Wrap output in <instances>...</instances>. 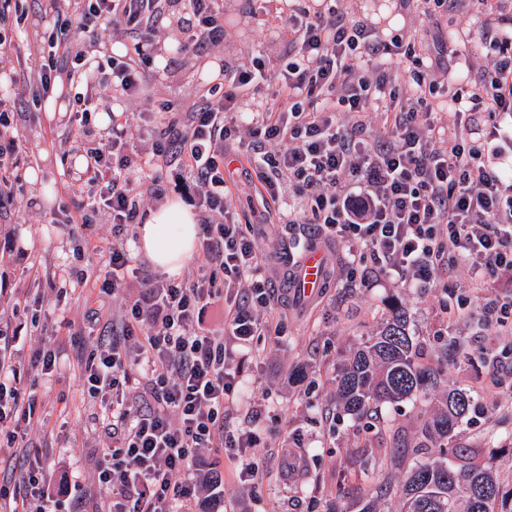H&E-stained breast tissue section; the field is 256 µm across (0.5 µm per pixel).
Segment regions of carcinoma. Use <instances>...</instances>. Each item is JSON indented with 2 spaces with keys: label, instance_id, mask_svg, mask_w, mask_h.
<instances>
[{
  "label": "carcinoma",
  "instance_id": "carcinoma-1",
  "mask_svg": "<svg viewBox=\"0 0 512 512\" xmlns=\"http://www.w3.org/2000/svg\"><path fill=\"white\" fill-rule=\"evenodd\" d=\"M441 367L417 360L408 312L397 302L379 331L349 350L336 373V396L350 415L368 416L377 405L416 396L440 383ZM477 403L452 390L426 415L414 446L405 449L417 462L398 486L382 480L365 496L358 512H377L392 494L400 512H512V478L504 482L481 448L459 452L436 445L455 436L459 423Z\"/></svg>",
  "mask_w": 512,
  "mask_h": 512
}]
</instances>
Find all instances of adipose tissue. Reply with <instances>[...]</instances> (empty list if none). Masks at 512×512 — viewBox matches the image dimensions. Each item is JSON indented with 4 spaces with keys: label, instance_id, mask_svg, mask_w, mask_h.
I'll return each instance as SVG.
<instances>
[{
    "label": "adipose tissue",
    "instance_id": "obj_1",
    "mask_svg": "<svg viewBox=\"0 0 512 512\" xmlns=\"http://www.w3.org/2000/svg\"><path fill=\"white\" fill-rule=\"evenodd\" d=\"M196 215L180 202L171 201L150 212L138 227V250L153 265L171 276L181 273L196 242Z\"/></svg>",
    "mask_w": 512,
    "mask_h": 512
}]
</instances>
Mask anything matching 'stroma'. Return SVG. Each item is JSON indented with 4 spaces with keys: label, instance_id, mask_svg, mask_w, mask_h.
<instances>
[{
    "label": "stroma",
    "instance_id": "1",
    "mask_svg": "<svg viewBox=\"0 0 512 512\" xmlns=\"http://www.w3.org/2000/svg\"><path fill=\"white\" fill-rule=\"evenodd\" d=\"M338 9L371 22L380 37L403 35L417 48L432 49L442 34L472 23L477 0H455L437 22H424L411 0H339ZM263 0H224V49L178 70L179 54H164L163 67H152L149 95L189 106L193 85L218 76L223 61L249 62L258 54L284 58L287 40L278 38ZM66 119L60 111L21 112L15 116L23 147L18 171L22 192L10 212L0 215V269L8 278L0 290V314L9 316L18 334L15 346L27 356L38 349L56 356L52 376L29 366L27 381L43 386L45 396L33 418L25 448L0 447V483L17 482L21 462L38 455L56 487L58 512H106L109 492L96 478L104 424L98 403L82 389L81 372L94 340L91 313L111 298L61 277L80 270L88 246L110 239L112 226L94 215L84 236H71L69 225L52 223L62 195V173L75 157L66 151ZM40 174L31 183L28 171ZM231 203L240 223L251 225L262 251L273 258L266 275L275 283L273 312L283 322L280 335L255 344L249 353L233 352L238 400L228 423L257 435L254 459L262 472L258 485L240 482L238 464L224 461L225 512H358L363 494L384 477L403 480L413 463L403 453L420 432L432 402L454 388L469 389L484 407L457 430L455 444L484 442L503 476L512 475V316L487 310L497 297L512 296V281L495 290L478 287L465 270H456L447 287L429 292L382 284L366 288L351 280L344 249L327 241L331 264L327 284L310 299L280 288L294 240L282 224H270L244 167L226 171ZM404 305L410 329L425 362L436 363L449 337L463 338L465 354L445 367L438 387L415 397L380 405L375 418L359 419L336 403V368L348 351L375 334L391 302ZM291 446L300 464L281 466L282 446Z\"/></svg>",
    "mask_w": 512,
    "mask_h": 512
}]
</instances>
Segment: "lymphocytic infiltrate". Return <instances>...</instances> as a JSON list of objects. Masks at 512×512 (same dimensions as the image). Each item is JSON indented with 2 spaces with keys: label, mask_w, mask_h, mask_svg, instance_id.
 <instances>
[{
  "label": "lymphocytic infiltrate",
  "mask_w": 512,
  "mask_h": 512,
  "mask_svg": "<svg viewBox=\"0 0 512 512\" xmlns=\"http://www.w3.org/2000/svg\"><path fill=\"white\" fill-rule=\"evenodd\" d=\"M279 31L288 35L286 58L264 56L228 65L221 82L204 87L182 122L139 110L112 117V134L97 137L93 116L103 93L128 104L145 97L148 68L161 41L160 20L178 12L185 56L224 43L223 0H39L55 15L27 69L28 108L60 88L70 94V132L86 147L87 203L65 210L67 223L103 214L112 226L108 245L93 246L76 275L120 298L106 318L82 372L89 395L107 417L106 448L98 479L110 495L109 512H198L207 483L198 462L203 450L225 452L239 463L240 481L256 483L250 430L229 428L235 376L227 350L245 351L279 332L272 315L265 259L250 229L227 203L228 147L245 155L260 184L264 208L284 197L298 200L292 224L319 225L341 244L360 283L386 281L429 290L457 268L483 286L512 274V155L498 129L478 134L481 114L512 119V15L503 0H479L476 27H460L434 53L417 52L395 35L381 40L366 22L336 6L310 8L306 0H266ZM118 28L133 42L132 55L87 68L70 36L93 39ZM486 58L484 75L465 86L441 83L436 72ZM276 86L279 104L265 89ZM448 99L451 123L431 101ZM15 98H0V209L17 197L11 178L21 161L11 114ZM386 129L375 138L368 113ZM188 175L194 204L204 214L200 262L183 277L133 266L125 234L139 223L142 204L163 195L151 169L157 160ZM133 298H125L129 284ZM22 357L0 351V439L24 444L38 392L25 385ZM56 499L39 459L26 460L22 482L0 485V512H55Z\"/></svg>",
  "instance_id": "1"
}]
</instances>
